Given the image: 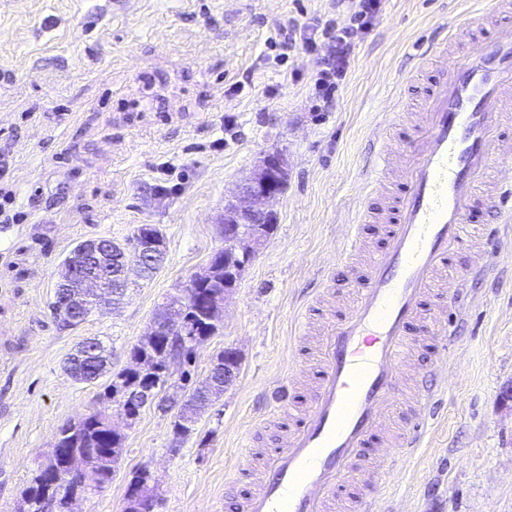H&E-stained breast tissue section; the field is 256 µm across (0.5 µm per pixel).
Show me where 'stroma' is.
I'll use <instances>...</instances> for the list:
<instances>
[{
    "label": "stroma",
    "mask_w": 512,
    "mask_h": 512,
    "mask_svg": "<svg viewBox=\"0 0 512 512\" xmlns=\"http://www.w3.org/2000/svg\"><path fill=\"white\" fill-rule=\"evenodd\" d=\"M464 0H382L345 78L324 103L315 76L346 27L348 0H0V159L20 219L0 223V512H26L31 473L49 462L58 428L100 405L101 383L74 380L66 362L87 338L112 350V369L148 331L167 296L222 248L226 200L266 152L288 160L278 221L201 347L236 349L240 372L173 436L174 414L145 408L122 428L111 483L74 512H123L132 471L148 466L159 512H232L224 484L251 488L241 453L262 397L286 376L299 307L341 308L337 248L366 198L374 135L393 123L404 51L449 23ZM321 28L315 48L281 50L288 21ZM141 224L162 232L167 256L130 284L116 310L67 327L51 305L62 264L90 238L127 242ZM492 275L466 280L475 307L447 351L422 349L448 378L428 448L396 471L384 512H512V250Z\"/></svg>",
    "instance_id": "35a3bbf8"
}]
</instances>
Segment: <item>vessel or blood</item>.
Here are the masks:
<instances>
[{
  "mask_svg": "<svg viewBox=\"0 0 512 512\" xmlns=\"http://www.w3.org/2000/svg\"><path fill=\"white\" fill-rule=\"evenodd\" d=\"M469 4L475 23L512 11V0ZM422 56L441 78L420 107L414 138L401 148L392 136L378 138L365 177L373 193L399 173L398 189L382 211L359 210L340 245L341 265L360 253L361 225L383 224L384 245L349 279L345 310L328 311L320 327L311 314L299 319L297 344L317 338V378L300 407L290 391L306 379L303 362L268 393L267 417L251 441L278 419L291 423L264 451L260 478L235 499V512H328L354 476L364 492L350 500V512H379L396 464L424 447L437 418L447 380L430 369L411 376L407 367L424 345L453 342L456 327L439 314H465L458 281L491 272L489 256L502 244L494 227L512 222V179L498 175L512 159V22L496 23L487 38L446 33ZM479 205L492 225L477 235L468 222ZM460 254L471 258L468 271L453 265Z\"/></svg>",
  "mask_w": 512,
  "mask_h": 512,
  "instance_id": "vessel-or-blood-1",
  "label": "vessel or blood"
}]
</instances>
